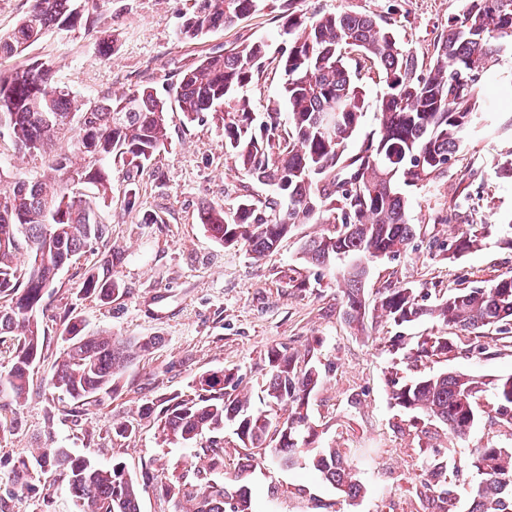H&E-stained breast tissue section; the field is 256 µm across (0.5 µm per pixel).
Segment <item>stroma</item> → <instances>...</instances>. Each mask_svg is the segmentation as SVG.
I'll use <instances>...</instances> for the list:
<instances>
[{
    "label": "stroma",
    "mask_w": 512,
    "mask_h": 512,
    "mask_svg": "<svg viewBox=\"0 0 512 512\" xmlns=\"http://www.w3.org/2000/svg\"><path fill=\"white\" fill-rule=\"evenodd\" d=\"M193 0H111L113 55L100 57L83 27L50 29L28 48L24 59L49 58L55 79L77 95L94 98L145 82L166 89L198 57L218 48L264 41L267 54L248 88L256 114L266 112L281 88L278 65L288 43L281 34L276 0L234 26L186 42L178 38ZM297 13L348 10L390 27L399 43L421 58L433 53L436 36L460 14L464 0H294ZM494 93L485 117L471 128L445 174L407 188L414 237L399 256L373 264L365 299L374 302L388 288L409 286L436 301L448 290L490 285L512 275V181L498 163L512 154V55H505L486 79ZM170 139L164 151L130 177L112 176V203L98 214L108 224L106 241L92 245L66 266L40 314L45 329L41 359L30 380L28 399L0 396V512H75L65 487L52 472L28 487L14 478L18 458L41 448H67L101 466L126 463L133 473L154 468L159 475L182 471L200 449L224 451L225 483L241 477L249 488L250 512H436L417 487L426 452L455 446L462 454L490 442L512 444V431L482 419L463 439L418 413L393 407L391 372L454 371L481 381L512 374V348L488 353L459 349L420 368L389 351L398 337L428 336L440 326L430 318L395 325L378 316L352 329L342 315V292L325 270L308 264L302 243L318 235V224L296 225L277 251L254 259L239 246L215 242L198 220L202 201L235 208L242 198L262 199L268 186L251 181L226 156L224 133L205 122L186 123L168 115ZM135 190L133 208L123 206ZM468 199L466 214L451 215L455 198ZM445 223H438V216ZM486 225L477 246L458 254L454 241L468 220ZM114 251L112 276L121 291L103 301L85 294L82 282L104 251ZM86 331L107 330L123 340L157 337L152 352L124 371L117 393L77 403L49 384L64 343L65 320ZM285 346L317 365L322 384L311 397L309 414L318 447L352 451L364 494L350 503L331 484L304 466L284 468L270 457L246 458L233 428L208 433L189 445L163 442L156 411L167 400L192 392L200 376L230 370L259 396L269 367L267 351ZM132 431L118 432L121 423Z\"/></svg>",
    "instance_id": "obj_1"
}]
</instances>
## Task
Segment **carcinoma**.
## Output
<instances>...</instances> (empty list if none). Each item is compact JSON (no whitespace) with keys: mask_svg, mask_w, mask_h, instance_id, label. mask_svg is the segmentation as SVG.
<instances>
[{"mask_svg":"<svg viewBox=\"0 0 512 512\" xmlns=\"http://www.w3.org/2000/svg\"><path fill=\"white\" fill-rule=\"evenodd\" d=\"M108 0H30L25 16L0 37V64L20 56L50 27L82 25L95 34L98 51H115L112 24L100 9ZM266 0H194L179 37L195 41L262 10ZM288 49L280 58V106L255 118L247 93L266 53L254 41L212 52L180 72L169 86L176 109L188 123L209 120L224 131V148L249 179L271 187V197L245 198L235 209L204 202L199 220L216 241L241 246L255 258L275 251L297 224L326 229L302 246L314 267L339 270L343 318L358 324L366 316L363 263L395 256L413 238L409 200L403 188L430 183L448 168L468 128L482 116L485 76L512 51V0H466L462 14L448 21L426 63L404 49L393 31L352 11L305 17L293 0L280 4ZM379 85L369 101L364 78ZM376 127L361 142L356 136L368 110ZM6 126L15 152L46 156L47 173L20 175L0 189V337L16 336L12 362L0 383L19 401L43 349L45 330L38 318L48 306L50 288L87 246L102 240L107 226L93 200H112V166L122 174L148 164L169 140L166 99L146 83L97 101L84 100L54 81L51 60L0 68V126ZM92 188L95 199L82 192ZM467 224L456 249L465 253L486 231ZM82 288L104 300L120 291L112 277V252L91 269ZM416 288H388L376 308L397 325L429 316L451 329L400 343L403 358L415 362L460 348L462 336L507 342L512 333V275L488 288H456L432 305L419 302ZM66 344L52 386L80 401L114 394L135 358L153 350L155 338L123 341L110 333L86 334L69 322ZM270 368L260 403L241 389L233 373L168 401L160 413L161 436L185 444L206 432L234 427L242 448L270 455L288 468L301 462L350 499L362 486L349 454L341 448L312 446L317 435L309 404L321 370L299 366L288 348L267 352ZM393 406L420 412L458 438L487 413L491 392L499 422L512 427V375L488 383L466 374L441 372L390 377ZM481 473L469 512H512V445L488 443L462 458L455 448L427 458L421 487L441 505L458 512L441 488L456 476L455 466ZM51 470L67 487L77 512H140L141 492L149 487L189 504L185 512H248V490L229 491L207 473L189 469L162 477L150 470L132 475L121 462L109 467L73 455L66 448H44L14 466L16 481L27 485L38 471Z\"/></svg>","mask_w":512,"mask_h":512,"instance_id":"1","label":"carcinoma"}]
</instances>
